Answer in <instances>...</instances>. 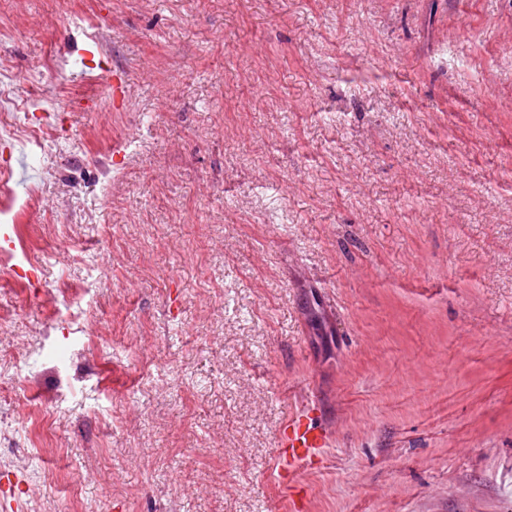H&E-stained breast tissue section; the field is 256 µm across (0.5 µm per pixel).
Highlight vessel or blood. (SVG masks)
<instances>
[{
	"label": "vessel or blood",
	"mask_w": 512,
	"mask_h": 512,
	"mask_svg": "<svg viewBox=\"0 0 512 512\" xmlns=\"http://www.w3.org/2000/svg\"><path fill=\"white\" fill-rule=\"evenodd\" d=\"M109 93L114 110H124L128 104V78L125 71L113 72ZM329 440V433L320 421V410L303 407L290 412L277 435V464L281 485L296 489L300 472L322 464V448ZM24 485L21 477L12 470H0V506H19Z\"/></svg>",
	"instance_id": "vessel-or-blood-1"
}]
</instances>
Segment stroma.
<instances>
[{"mask_svg":"<svg viewBox=\"0 0 512 512\" xmlns=\"http://www.w3.org/2000/svg\"><path fill=\"white\" fill-rule=\"evenodd\" d=\"M2 93L21 512H512V0H0ZM109 93L112 99V108L122 111L128 104V78L125 71H112V79L109 81ZM320 409L303 407L288 414L277 435V465L281 485L286 490L297 488L300 472L323 463L321 449L329 433L320 421Z\"/></svg>","mask_w":512,"mask_h":512,"instance_id":"35a3bbf8","label":"stroma"}]
</instances>
